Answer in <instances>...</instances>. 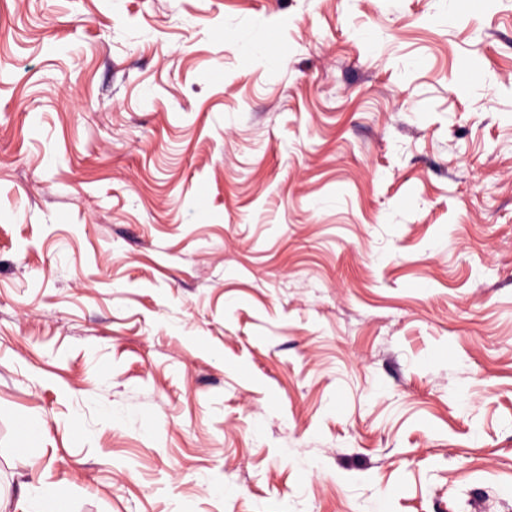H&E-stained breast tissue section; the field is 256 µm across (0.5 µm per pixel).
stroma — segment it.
I'll use <instances>...</instances> for the list:
<instances>
[{
	"mask_svg": "<svg viewBox=\"0 0 512 512\" xmlns=\"http://www.w3.org/2000/svg\"><path fill=\"white\" fill-rule=\"evenodd\" d=\"M512 512V0H0V512Z\"/></svg>",
	"mask_w": 512,
	"mask_h": 512,
	"instance_id": "35a3bbf8",
	"label": "stroma"
}]
</instances>
